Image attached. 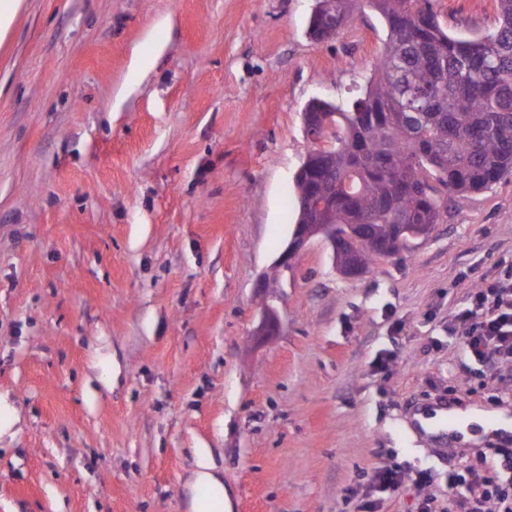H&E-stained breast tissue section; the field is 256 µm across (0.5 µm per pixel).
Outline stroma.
<instances>
[{"label": "stroma", "mask_w": 512, "mask_h": 512, "mask_svg": "<svg viewBox=\"0 0 512 512\" xmlns=\"http://www.w3.org/2000/svg\"><path fill=\"white\" fill-rule=\"evenodd\" d=\"M315 0H22L0 39V512H194L197 460L230 512H351L394 461L426 470L381 512L448 506V468L493 473L512 431L444 445L417 410L512 412V369L449 338L512 262V174L360 277L311 239L272 300L257 282L297 218L303 110L360 90L386 27L310 38ZM454 34L494 0H436ZM396 353L374 372L377 353ZM197 468L193 473L194 486L199 488H212L213 491L219 495L222 494L224 498V485L219 479L210 471V466L205 460L197 461Z\"/></svg>", "instance_id": "stroma-1"}]
</instances>
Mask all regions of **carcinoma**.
Returning a JSON list of instances; mask_svg holds the SVG:
<instances>
[{"mask_svg": "<svg viewBox=\"0 0 512 512\" xmlns=\"http://www.w3.org/2000/svg\"><path fill=\"white\" fill-rule=\"evenodd\" d=\"M358 0H316L315 27L353 17ZM384 21L385 48L361 93L324 102L331 125L312 140L295 178L298 223L336 211V241L351 217L368 223L363 266L396 254L421 226L434 227L444 197L480 191L512 173V0H496L500 25L461 37L439 22L433 0H368Z\"/></svg>", "mask_w": 512, "mask_h": 512, "instance_id": "cac0c4a2", "label": "carcinoma"}]
</instances>
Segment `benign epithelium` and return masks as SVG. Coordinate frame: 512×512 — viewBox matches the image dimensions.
I'll return each mask as SVG.
<instances>
[{
	"label": "benign epithelium",
	"instance_id": "1",
	"mask_svg": "<svg viewBox=\"0 0 512 512\" xmlns=\"http://www.w3.org/2000/svg\"><path fill=\"white\" fill-rule=\"evenodd\" d=\"M321 238L328 243L331 251H336V238L329 232L327 225L297 224L295 225L291 241L285 251L275 262V274L269 276L262 274L259 277L258 288L264 300L262 303L261 322L257 330L259 336H270L278 329V316L274 307L269 304L270 286L279 282L282 271L292 269V260L299 251L313 238Z\"/></svg>",
	"mask_w": 512,
	"mask_h": 512
}]
</instances>
